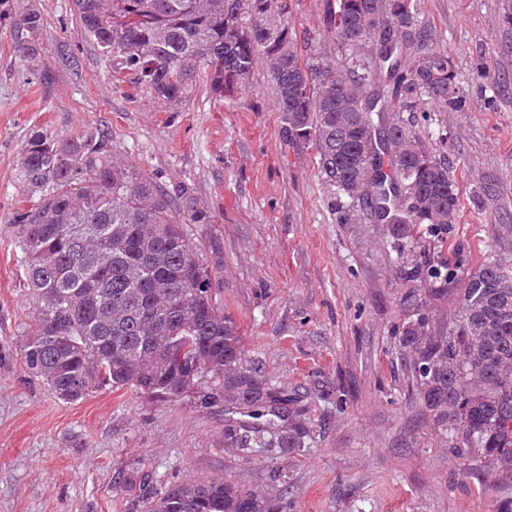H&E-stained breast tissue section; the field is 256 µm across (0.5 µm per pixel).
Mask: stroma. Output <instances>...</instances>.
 Wrapping results in <instances>:
<instances>
[{
    "mask_svg": "<svg viewBox=\"0 0 512 512\" xmlns=\"http://www.w3.org/2000/svg\"><path fill=\"white\" fill-rule=\"evenodd\" d=\"M325 0H242L243 29L316 33ZM43 18L36 60L11 36L14 14ZM419 19L465 80L464 111L433 100L402 113L452 171L460 211L444 250L462 272L512 257V0H419ZM82 30L73 0L0 7V512H130L131 473L156 487L224 478L281 512H496L512 478L477 457L459 462L415 394L403 325L450 323L458 289L430 297L383 252L385 225L341 220L313 144L288 137L265 59L233 96L196 65L181 102L155 99ZM104 135L113 157L164 191L187 186L220 231L224 308L245 358L306 409L304 448L242 454L224 441V413L192 398L159 402L126 388L58 399L24 364L37 303L20 273L19 212L38 201L26 144Z\"/></svg>",
    "mask_w": 512,
    "mask_h": 512,
    "instance_id": "stroma-1",
    "label": "stroma"
}]
</instances>
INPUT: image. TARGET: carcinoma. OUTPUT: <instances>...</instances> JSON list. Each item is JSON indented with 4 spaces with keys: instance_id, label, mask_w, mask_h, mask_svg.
<instances>
[{
    "instance_id": "carcinoma-1",
    "label": "carcinoma",
    "mask_w": 512,
    "mask_h": 512,
    "mask_svg": "<svg viewBox=\"0 0 512 512\" xmlns=\"http://www.w3.org/2000/svg\"><path fill=\"white\" fill-rule=\"evenodd\" d=\"M240 0H74L82 28L105 56L121 57L154 97L181 101L191 63L206 65L212 91L226 96L250 78L263 56L276 85L288 136L316 145L326 182L347 199L344 218L362 204L388 223L387 246L405 276L426 281L434 296L457 277L448 262L416 252L429 234L440 243L459 210L448 165L427 150L415 127L390 117L424 98L458 112L462 80L448 55L424 51L432 32L417 26L416 0H326L324 22L350 57L333 64L301 58L293 33L245 30ZM415 31L392 51L373 41L375 14ZM36 13L15 17L13 32L29 59L39 56ZM29 182L48 192L18 216L24 277L38 307L24 358L29 372L61 400L92 389L142 393L170 385L204 409L224 408V439L245 447L243 433L286 456L307 436L303 409L288 388L244 359L243 337L224 311V257L214 235L195 240L188 224H209L184 189L176 198L115 161L106 140L26 145ZM93 232L72 239L77 226ZM183 241L171 251L161 231ZM410 354L414 388L433 420L448 430L455 456L512 469V268L491 256L464 278L452 328L425 316L398 337ZM200 352L199 376L174 372L183 349ZM125 486L142 512H274L259 495L222 479L159 490L136 478Z\"/></svg>"
}]
</instances>
